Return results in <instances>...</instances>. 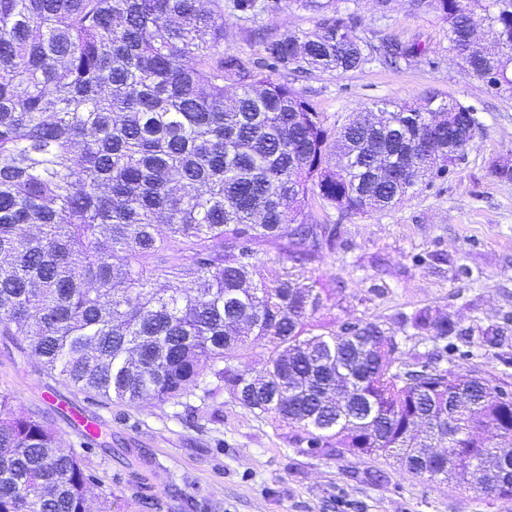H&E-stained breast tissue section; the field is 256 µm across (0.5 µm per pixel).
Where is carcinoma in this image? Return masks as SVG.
<instances>
[{
	"mask_svg": "<svg viewBox=\"0 0 512 512\" xmlns=\"http://www.w3.org/2000/svg\"><path fill=\"white\" fill-rule=\"evenodd\" d=\"M314 27L264 34L252 63L221 50L224 10L249 19L280 2ZM351 0H0V336L49 376L99 403L206 402L226 391L259 416L297 427L308 451L393 459L430 482L478 484L512 504V402L466 365L472 337L432 307L397 318L404 340L434 352L407 364L377 320L358 329L315 319L323 289L259 246L298 262L336 247L344 216L402 202L454 165L452 99L389 100L383 117L329 126L282 71L346 74L418 62V41H370ZM448 24V52L474 16L505 51L461 66L512 86V0H411ZM194 286H182L184 267ZM164 287H156L157 282ZM261 345L254 377L228 363ZM446 365H441V362ZM448 438V467L426 476L419 447ZM111 512L38 412L0 390V512Z\"/></svg>",
	"mask_w": 512,
	"mask_h": 512,
	"instance_id": "cac0c4a2",
	"label": "carcinoma"
}]
</instances>
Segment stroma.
<instances>
[{"label":"stroma","mask_w":512,"mask_h":512,"mask_svg":"<svg viewBox=\"0 0 512 512\" xmlns=\"http://www.w3.org/2000/svg\"><path fill=\"white\" fill-rule=\"evenodd\" d=\"M357 15L372 41L416 38L430 47L429 58L340 76L284 72L281 80L331 125L379 99L416 104L432 92L472 109L478 133L452 173L396 208L343 220L312 208L313 221L339 224L336 249L284 264L327 289L320 316L328 321L378 319L390 326L399 312L430 306L463 325L503 324L512 319V181L491 169L512 165V98L491 92L449 59L447 25L435 10L392 0L382 12L373 0H360ZM312 26L311 14L293 6L251 20L228 13L223 49L251 62L261 31ZM432 252L443 262L422 264L421 256ZM0 389L47 417L64 443L83 449L86 470L112 493V512H506L501 501L409 477L390 460L308 452L293 429L274 427L227 394L209 407L194 396L182 404H91L1 340ZM81 417L101 427L92 441L81 434Z\"/></svg>","instance_id":"obj_1"}]
</instances>
